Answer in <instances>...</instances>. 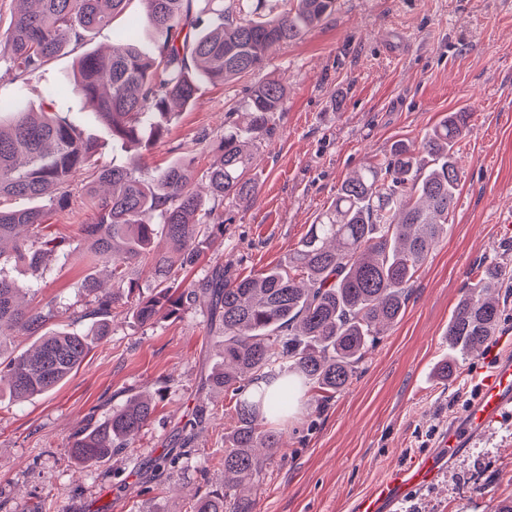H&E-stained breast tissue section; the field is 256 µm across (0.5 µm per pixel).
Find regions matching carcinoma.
<instances>
[{"label":"carcinoma","instance_id":"cac0c4a2","mask_svg":"<svg viewBox=\"0 0 512 512\" xmlns=\"http://www.w3.org/2000/svg\"><path fill=\"white\" fill-rule=\"evenodd\" d=\"M0 59L15 80H29L93 31L110 26L130 0H15ZM148 22L165 33L160 44L142 40L132 25L115 32L109 53L91 50L77 62L71 93L93 111L112 147L151 146L167 134L171 105L193 103L204 83L227 84L255 71L275 46L300 39L336 11V0H292L278 14L266 0H228L204 18L195 0H141ZM286 88L276 79L253 82L241 109L229 114L224 136L202 171L194 149L154 174L140 154L122 165L101 160L102 143L59 112H33L22 99L0 102V268L23 260L35 271L45 259L67 258L74 239L46 223L38 208H10L9 198L53 199L73 204L72 186L82 178L89 222L80 241L92 259L112 267V292L98 293L88 277L81 317L86 332H45L52 307L18 308L20 288L0 276V327L37 337L31 348L7 358L9 394L17 401L48 392L82 364L94 341L110 334L112 307L126 306L142 324L174 315L199 298L224 331L223 363L209 385L233 392L234 425L224 448V490H207L191 512H251L232 489L258 483L265 453L282 446L271 422L288 415L289 398L309 388L318 407L343 392L358 365L400 320L408 287L437 240L448 233L460 186L453 147L467 129L469 113L450 112L419 145L398 142L384 159L346 179L316 224L288 255V264L254 277L233 279L216 266L183 289L170 272L194 267L203 246L224 235V199L248 203L256 194L249 177V147L273 131ZM172 247L155 248L157 234ZM155 277L140 292L138 273ZM499 268L479 277L457 302L448 340L463 355L479 351L499 325L503 309L495 292L505 279ZM155 397L135 394L100 422L76 434L71 455L101 463L129 446L149 425ZM208 407L199 401L182 427L179 452L160 460L162 470L191 455L196 428Z\"/></svg>","mask_w":512,"mask_h":512}]
</instances>
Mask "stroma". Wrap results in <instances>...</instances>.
Masks as SVG:
<instances>
[{
    "label": "stroma",
    "mask_w": 512,
    "mask_h": 512,
    "mask_svg": "<svg viewBox=\"0 0 512 512\" xmlns=\"http://www.w3.org/2000/svg\"><path fill=\"white\" fill-rule=\"evenodd\" d=\"M121 26L114 21L86 48H108ZM83 49L67 50L25 84L1 61L0 101L20 96L35 109L49 102L98 132L84 102L62 92ZM257 77L280 80L287 103L273 134L253 147L256 197L225 201L223 238L193 269L176 272L182 284L215 265L242 278L286 264L351 172L396 142L420 141L448 113L471 115L454 147L461 181L451 229L411 282L402 318L324 408L292 397L285 447L267 461L262 481L240 492L252 512H352L390 467L435 452L448 428L463 426L476 380L490 371L480 356L452 351L447 331L457 301L486 268L512 269V0H337L333 15L272 50L254 75L204 84L191 106L172 114L166 137L144 150L148 171L192 143L205 167L225 113ZM0 274L25 286L22 309L52 305V328L76 332L89 327L83 280L91 275L112 289L109 268L82 248L65 261L48 258L37 272L19 261ZM222 339L201 301L147 325L118 305L110 336L67 381L21 403L1 392L0 512H190L199 491L223 488L230 404L204 387L221 362ZM446 360L453 372L444 379L436 368ZM140 392L161 401L135 443L108 461L78 464L74 435ZM202 395L212 415L188 463L154 480L155 464L175 447ZM505 499H512V416L450 459L401 510L493 512Z\"/></svg>",
    "instance_id": "stroma-1"
}]
</instances>
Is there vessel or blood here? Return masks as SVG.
I'll return each mask as SVG.
<instances>
[{
	"label": "vessel or blood",
	"mask_w": 512,
	"mask_h": 512,
	"mask_svg": "<svg viewBox=\"0 0 512 512\" xmlns=\"http://www.w3.org/2000/svg\"><path fill=\"white\" fill-rule=\"evenodd\" d=\"M483 358L491 364L492 372L482 379L476 399L465 410L464 427L451 428L443 436L442 453L390 468L379 482L356 499L354 512H392L397 503L435 483L449 455L459 452L469 439L483 434L495 422L512 415V350L499 342L485 350Z\"/></svg>",
	"instance_id": "vessel-or-blood-1"
}]
</instances>
